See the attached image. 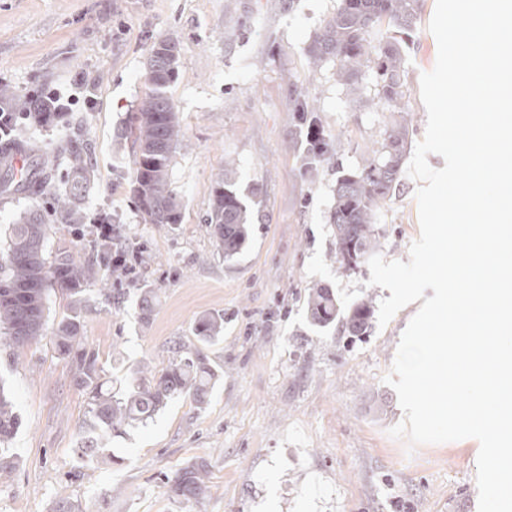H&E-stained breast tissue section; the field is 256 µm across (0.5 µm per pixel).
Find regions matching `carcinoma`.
<instances>
[{
	"instance_id": "1",
	"label": "carcinoma",
	"mask_w": 512,
	"mask_h": 512,
	"mask_svg": "<svg viewBox=\"0 0 512 512\" xmlns=\"http://www.w3.org/2000/svg\"><path fill=\"white\" fill-rule=\"evenodd\" d=\"M419 0H342L329 19L314 35L309 54L315 63L336 61L338 76L346 83L363 66H372L376 77L378 102L398 118L392 121L381 155L371 157L357 173L340 175L336 180L335 207L331 220L336 229L334 257L345 270L362 264L379 247L374 233L376 211L390 198L400 181L403 157L408 147L409 127L401 100L405 96L403 53L396 42L374 41L387 25L400 33L411 30L418 17ZM174 42L160 39L153 44L148 61L149 92L130 115L128 135L135 154L131 175V192L145 224H179L183 203L170 188L169 168L182 137L181 119L167 95V88L178 73V55L158 50V45ZM0 104L16 113L17 118L39 125H52L65 116L55 111V104L43 96L22 99L6 83H0ZM307 128L312 133L307 153L315 162L333 154V142L319 124L312 120ZM68 166L66 181L56 184L46 163L28 154L30 165L23 180L13 176V167L4 168L0 186L38 198L46 194L56 197L67 224H80L82 215L75 200L91 181L89 147L85 140L68 141L59 150ZM218 246L224 249V260L237 257L246 246L250 228L248 208L234 184L226 179L215 182L211 191V210L207 218ZM92 251L87 260L77 258L73 244L59 242L49 247V227L36 210L12 225L5 251L0 253V334L15 348H23L45 332V310L48 292L57 287L70 299L71 315L53 328V340L59 355L75 364L74 380L89 399V426L82 437L77 458L90 462L104 449L99 437L110 433L121 437L127 430L146 426L175 395L188 393L205 403L216 382V373L207 355L193 343L181 340L172 346L168 367L158 376H139L128 393L116 397L102 381L98 356L90 350L82 336V318L89 308L88 286H107L105 301L118 299L124 291L112 288V273L138 265L143 247L134 241H122L119 231L107 235L89 227L85 232ZM373 315L367 299L344 307L328 287L313 289L308 298V318L312 326L327 328L342 323L350 336L367 333ZM224 324L221 315L206 314L195 326L200 342L218 337ZM19 426L11 403L0 395V442L9 441ZM208 465L200 460L165 476L168 492L186 501L205 498Z\"/></svg>"
}]
</instances>
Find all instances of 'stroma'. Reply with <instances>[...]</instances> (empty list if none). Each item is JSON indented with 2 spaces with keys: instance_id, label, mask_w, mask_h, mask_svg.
<instances>
[{
  "instance_id": "1",
  "label": "stroma",
  "mask_w": 512,
  "mask_h": 512,
  "mask_svg": "<svg viewBox=\"0 0 512 512\" xmlns=\"http://www.w3.org/2000/svg\"><path fill=\"white\" fill-rule=\"evenodd\" d=\"M340 0H0V81L31 97L58 89L76 95L66 120L21 122L13 135L53 155L67 137L91 146L94 177L79 201L84 218L106 211L147 246L146 268L121 277L125 299L98 300L84 315L85 341L113 392L134 373L157 374L176 338L194 337L205 314L224 317L204 352L217 373L206 405L171 399L148 426L114 439L122 464L77 462L89 419L85 391L51 336L16 349L0 337V390L19 418L0 486V512H477L474 439L408 448L388 436L403 412L384 378L400 337L418 310L402 308L362 339L340 325L307 319L312 288H332L343 305L379 304L389 290L369 285L368 266L339 269L330 220L338 176L363 168L393 120L376 106L374 71L353 84L333 62L314 63L308 47ZM421 11L403 48L410 141L425 135L420 76L433 69L437 42L428 29L435 0ZM174 38L178 75L168 94L180 113L182 141L170 183L183 200L178 224H145L130 190L134 168L127 119L147 93L155 41ZM337 138L336 153L307 171L305 131L295 97ZM233 181L251 214L252 234L225 260L206 222L211 188ZM416 180L402 176L377 211L378 254L408 260L420 234ZM0 248L9 225L39 207L54 240H75L51 197L5 193ZM151 288L148 323L137 305ZM208 464L198 502L173 498L164 482L186 463Z\"/></svg>"
}]
</instances>
